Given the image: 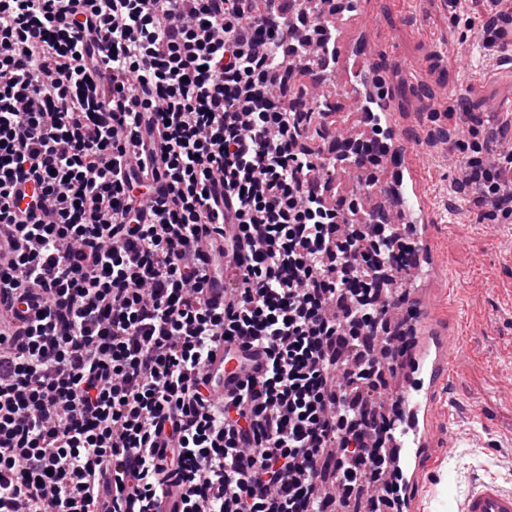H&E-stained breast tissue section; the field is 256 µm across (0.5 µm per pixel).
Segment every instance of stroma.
<instances>
[{"instance_id": "stroma-1", "label": "stroma", "mask_w": 512, "mask_h": 512, "mask_svg": "<svg viewBox=\"0 0 512 512\" xmlns=\"http://www.w3.org/2000/svg\"><path fill=\"white\" fill-rule=\"evenodd\" d=\"M387 81L413 148L434 218L425 228L436 260L420 285L432 320L449 331V373L435 386L425 425L430 445L414 479L409 512H456L467 490L496 481L512 490V223L482 219L454 193L465 161L437 137L448 115L512 118V63L486 66L467 35L480 12L453 15L448 0H369Z\"/></svg>"}]
</instances>
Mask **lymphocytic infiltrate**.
<instances>
[{
  "label": "lymphocytic infiltrate",
  "instance_id": "1",
  "mask_svg": "<svg viewBox=\"0 0 512 512\" xmlns=\"http://www.w3.org/2000/svg\"><path fill=\"white\" fill-rule=\"evenodd\" d=\"M255 2L0 0V512H159L173 486L181 512H325L327 479L388 473L382 292L413 247L328 198L390 131L319 153L324 105L278 89L333 51L329 0ZM503 2L448 0L492 62ZM471 133L462 190L511 224L512 152ZM217 346L242 358L221 399Z\"/></svg>",
  "mask_w": 512,
  "mask_h": 512
}]
</instances>
